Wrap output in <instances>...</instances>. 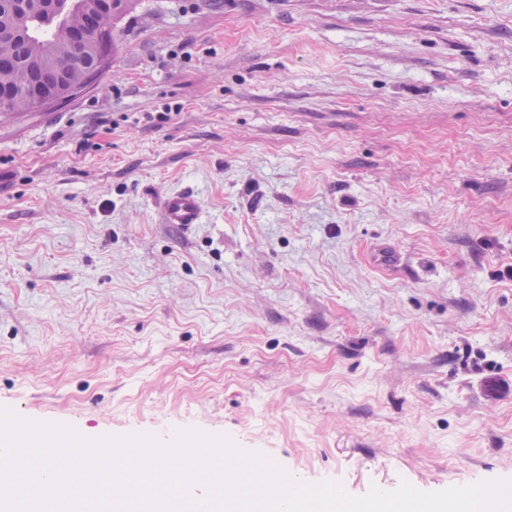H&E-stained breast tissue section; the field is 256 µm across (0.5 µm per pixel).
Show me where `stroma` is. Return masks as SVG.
I'll return each mask as SVG.
<instances>
[{
  "label": "stroma",
  "mask_w": 512,
  "mask_h": 512,
  "mask_svg": "<svg viewBox=\"0 0 512 512\" xmlns=\"http://www.w3.org/2000/svg\"><path fill=\"white\" fill-rule=\"evenodd\" d=\"M114 42L0 115V406L355 496L512 479V0H139ZM202 200L193 189L184 188L167 193L160 203V220L164 224L187 227L199 224L202 215Z\"/></svg>",
  "instance_id": "35a3bbf8"
}]
</instances>
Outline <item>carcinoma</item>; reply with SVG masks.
<instances>
[{
  "instance_id": "obj_1",
  "label": "carcinoma",
  "mask_w": 512,
  "mask_h": 512,
  "mask_svg": "<svg viewBox=\"0 0 512 512\" xmlns=\"http://www.w3.org/2000/svg\"><path fill=\"white\" fill-rule=\"evenodd\" d=\"M55 0H26V8L18 9L12 0H0V53L13 57L14 67L0 74V82L14 87L29 84L33 73L46 66H53L68 74L71 80L79 78V71L72 66L70 49L55 25L44 23ZM67 5L65 18L78 22L94 10L97 0H62ZM136 0H113L112 15L101 20L112 24L133 9Z\"/></svg>"
}]
</instances>
